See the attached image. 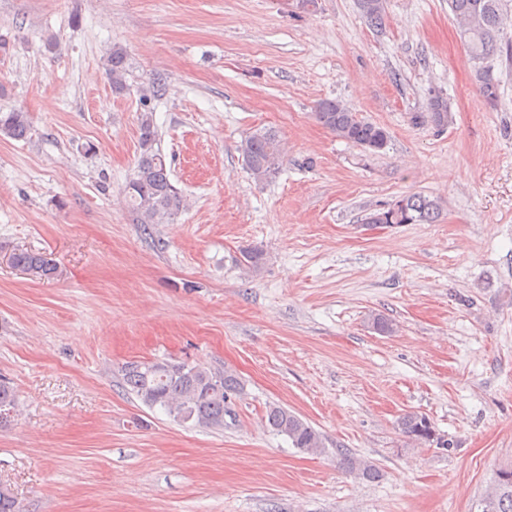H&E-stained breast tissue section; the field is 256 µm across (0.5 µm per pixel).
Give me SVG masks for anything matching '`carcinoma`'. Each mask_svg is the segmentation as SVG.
Segmentation results:
<instances>
[{"label": "carcinoma", "instance_id": "1", "mask_svg": "<svg viewBox=\"0 0 512 512\" xmlns=\"http://www.w3.org/2000/svg\"><path fill=\"white\" fill-rule=\"evenodd\" d=\"M367 25L379 28L384 20L383 0H360ZM448 8L457 26L460 42L469 59L475 63V81L487 104L494 108L500 98V84L492 73V64L503 56L502 43L504 0H448ZM127 54L121 47L112 49L105 71L112 91L126 90ZM313 116L337 138L371 154L383 151L389 142L388 130L363 120L336 99H321ZM420 124L438 130L452 121L448 100L438 93L429 98L427 110L414 116ZM140 153L133 177L125 187L129 206L143 224H165L184 207L182 193L170 180V170L161 151L155 148L157 130L152 112L141 114L139 122ZM31 132L27 112L12 109L0 112V135L24 140ZM238 152L258 181L275 177L283 154L278 136L258 130L244 138ZM441 215L438 201L419 193L403 195L386 207L364 216L366 224H433ZM264 260L263 251L247 247L241 252L240 264L256 271ZM13 264L36 279H52L58 268L40 252L17 250L12 253ZM124 386L144 405L163 409L179 423L222 430L229 415L232 399L241 395L243 385L230 369H215L170 358L162 363L132 361L120 368ZM13 389L0 382V429L11 425L17 412ZM266 425L278 435L288 438L299 453L314 455L325 448L323 435L296 414L280 405H270L265 414ZM401 434L419 443L434 441L429 420L417 413L404 415L399 422ZM340 463L359 479L371 481L378 477L374 464L352 453L340 454ZM480 512H512V466L499 471L493 487L480 502Z\"/></svg>", "mask_w": 512, "mask_h": 512}]
</instances>
